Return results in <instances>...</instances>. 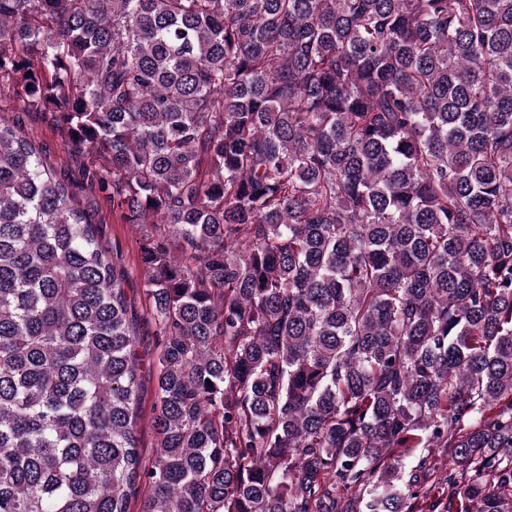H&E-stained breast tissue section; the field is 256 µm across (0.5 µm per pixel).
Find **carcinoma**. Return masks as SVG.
Returning <instances> with one entry per match:
<instances>
[{"label": "carcinoma", "mask_w": 512, "mask_h": 512, "mask_svg": "<svg viewBox=\"0 0 512 512\" xmlns=\"http://www.w3.org/2000/svg\"><path fill=\"white\" fill-rule=\"evenodd\" d=\"M6 91L163 343L148 462L126 270L0 115V512H512V0H0ZM0 113L18 122L27 134L34 137L57 177L74 183L78 187L76 191L83 196L84 202L92 209L99 210L100 216L104 218L98 225L100 239L111 254L112 251L114 254L118 253L124 260L128 270L124 288L138 316L136 346L143 360L139 430L146 454L150 456L156 446L153 405L157 400L158 391L155 366L149 368L148 365L156 359L160 344L154 322L147 313L149 307L145 294V275L138 261L141 247L138 230L134 224H124L119 218L113 217L112 210L110 211L106 206L98 191L91 192L83 183L80 167L81 152L68 143L65 133L57 127L50 112L28 110L19 98L11 96L0 99Z\"/></svg>", "instance_id": "obj_1"}]
</instances>
